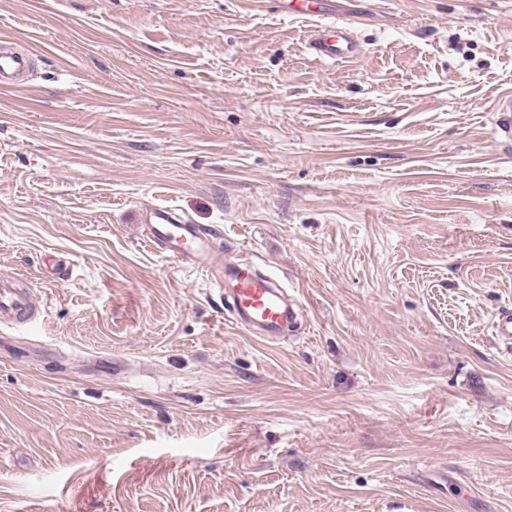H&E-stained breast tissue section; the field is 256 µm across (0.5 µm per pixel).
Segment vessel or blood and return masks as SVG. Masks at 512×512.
I'll use <instances>...</instances> for the list:
<instances>
[{
	"label": "vessel or blood",
	"mask_w": 512,
	"mask_h": 512,
	"mask_svg": "<svg viewBox=\"0 0 512 512\" xmlns=\"http://www.w3.org/2000/svg\"><path fill=\"white\" fill-rule=\"evenodd\" d=\"M289 15L313 21L309 45L318 59L337 61L360 55L362 46L351 23L328 21L329 0H279ZM29 66L28 55L0 43V82L9 80ZM495 134L512 152V95L500 96L495 105ZM147 236L162 246L167 256L203 272L224 299L226 314L248 334L275 342L297 319V306L289 299L283 281L259 272L251 263L225 256L212 234L192 224L178 209L155 205L142 219ZM35 311L28 291L15 280L0 278V326L30 323ZM495 339L512 349V307L498 309L493 319Z\"/></svg>",
	"instance_id": "1"
}]
</instances>
